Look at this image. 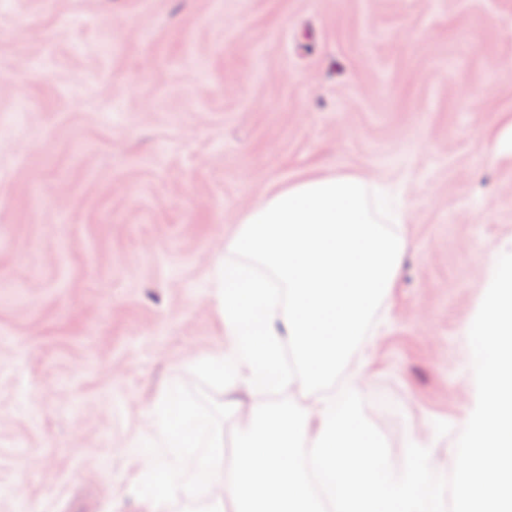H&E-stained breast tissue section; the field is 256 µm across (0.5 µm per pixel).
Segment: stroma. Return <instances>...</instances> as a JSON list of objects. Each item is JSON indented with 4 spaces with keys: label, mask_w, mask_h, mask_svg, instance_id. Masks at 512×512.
Masks as SVG:
<instances>
[{
    "label": "stroma",
    "mask_w": 512,
    "mask_h": 512,
    "mask_svg": "<svg viewBox=\"0 0 512 512\" xmlns=\"http://www.w3.org/2000/svg\"><path fill=\"white\" fill-rule=\"evenodd\" d=\"M512 0H0V512H153L129 450L224 325L209 262L307 174L408 215L363 368L391 462L449 475L512 251Z\"/></svg>",
    "instance_id": "stroma-1"
}]
</instances>
